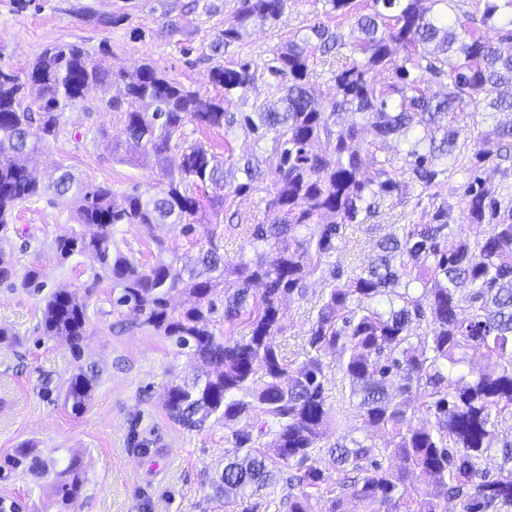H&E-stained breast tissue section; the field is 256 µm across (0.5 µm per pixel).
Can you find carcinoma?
Returning <instances> with one entry per match:
<instances>
[{"label": "carcinoma", "instance_id": "carcinoma-1", "mask_svg": "<svg viewBox=\"0 0 512 512\" xmlns=\"http://www.w3.org/2000/svg\"><path fill=\"white\" fill-rule=\"evenodd\" d=\"M457 0H369L348 34L314 24L260 66L241 60L212 72L224 88L215 100L144 62L110 73L103 46L46 47L15 68L0 45V228L16 208L45 193L32 173L37 153L57 137L60 117L86 88L113 77L124 93L108 108L125 118L127 139L112 156L154 165L166 188L145 198L116 194L63 171L50 185L69 204L81 236L57 240L64 260L94 259L92 284L111 283L114 309L137 314L131 327L168 338L201 362V373L169 386L166 408L184 427L220 424L232 447L214 490L226 498L288 477V512H308L312 492L327 483L317 458L331 418L328 377L334 359L364 426L388 435L342 438L328 446L336 464V495L328 512H512V0H485L483 23L499 26L493 43L471 30ZM288 0H238L237 26L224 29L214 49L228 47L251 24L277 21ZM328 64L333 96L313 94L319 62ZM278 96L250 112L227 105L265 77ZM227 130L241 126L254 144L271 143L279 156L266 193V220L253 224L234 199L266 180L256 156L237 171L200 143L181 142L185 124ZM405 148L382 158L388 144ZM372 158L368 168L363 157ZM462 177L452 204L432 189L448 172ZM499 179H494V176ZM211 183L228 192L206 210L185 190ZM417 195L428 198L425 222L401 224L378 242L365 266L332 261L350 224L391 211ZM457 212V223L449 222ZM243 227L254 255L224 263L220 215ZM212 226L207 243L182 261L158 257L145 267L123 253L115 232L136 224L147 234L169 221ZM325 274L299 363L280 355L285 298L302 297L306 281ZM41 296L47 336L81 356L89 332L87 306L67 288L43 293L36 267L19 275L0 249V285ZM185 296L181 310L173 292ZM244 320L247 333L224 340L215 327ZM480 352L475 364L467 351ZM99 379L79 368L64 384V405L81 412ZM423 414L426 421L416 422ZM257 418V430L239 426ZM269 437L263 448L254 437ZM398 460L383 463L385 454ZM497 460L494 470L484 467ZM9 465L53 475L61 502L87 482L80 455L48 464L33 442Z\"/></svg>", "mask_w": 512, "mask_h": 512}]
</instances>
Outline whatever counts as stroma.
<instances>
[{
  "instance_id": "stroma-1",
  "label": "stroma",
  "mask_w": 512,
  "mask_h": 512,
  "mask_svg": "<svg viewBox=\"0 0 512 512\" xmlns=\"http://www.w3.org/2000/svg\"><path fill=\"white\" fill-rule=\"evenodd\" d=\"M86 6L93 7L94 17L83 14ZM237 7V0H27L21 8L16 0H0V43L18 68L50 44L75 42L93 50L105 45L113 70L130 71L146 59L185 87L220 100L224 90L211 78L215 66L272 59L278 47L316 22L343 33L354 23L353 16L329 11L323 0H290L275 25L248 27L238 42L214 51L218 31L235 25ZM120 10L127 14L125 21L100 23V16ZM174 23L181 25L180 33L171 32ZM120 91L119 85L104 83L88 95L93 114L78 105L63 112L59 133L36 166L41 181H50L64 166L78 179L111 186L116 193L135 188L148 197L162 189L165 179L158 168L117 162L103 145L104 139L124 137L121 115L107 108ZM184 132L187 142L204 144L228 167L250 153L254 143L238 126L227 131L190 123ZM415 209L411 199L375 226L350 225L337 263L366 265L377 241L409 223ZM74 227L69 208L51 204L45 195L20 205L7 231H0V247L12 252L17 271L34 266L47 290H75L91 319L82 355L74 357L64 342L40 329L39 296L0 286V325L16 334L14 344H0V507L14 506L15 512H242L241 499L215 497L212 489L228 446L223 426L186 429L164 406L167 388L192 374L196 361L166 337L120 331L122 316L110 310L108 282H92L93 260L65 261L57 253V238ZM208 232L203 224L189 234L182 225L160 224L149 234L124 224L116 239L148 267L155 262V239L164 241L165 257L172 260L195 253ZM325 286L313 279L304 298L282 305V330L274 342L289 359L297 357ZM82 364L95 365L99 381L77 414L44 389L58 387ZM25 441L36 442L46 459L82 456L88 482L79 497L61 505L50 479L9 467Z\"/></svg>"
}]
</instances>
